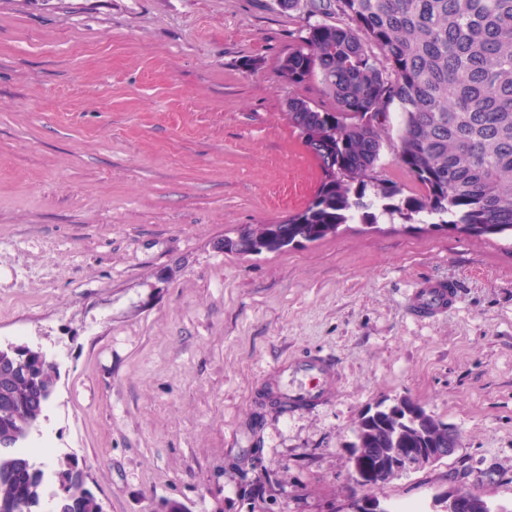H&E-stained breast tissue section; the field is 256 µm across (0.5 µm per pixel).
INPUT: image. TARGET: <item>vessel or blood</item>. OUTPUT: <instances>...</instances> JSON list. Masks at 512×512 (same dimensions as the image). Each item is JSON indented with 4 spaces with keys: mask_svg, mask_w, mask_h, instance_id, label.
Instances as JSON below:
<instances>
[{
    "mask_svg": "<svg viewBox=\"0 0 512 512\" xmlns=\"http://www.w3.org/2000/svg\"><path fill=\"white\" fill-rule=\"evenodd\" d=\"M459 298L453 284L429 282L413 288L409 312L416 317H431L452 308ZM338 380L332 360L314 353L289 358L276 369L271 383L273 396L287 413L323 404Z\"/></svg>",
    "mask_w": 512,
    "mask_h": 512,
    "instance_id": "vessel-or-blood-1",
    "label": "vessel or blood"
}]
</instances>
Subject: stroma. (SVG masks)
<instances>
[{
    "label": "stroma",
    "mask_w": 512,
    "mask_h": 512,
    "mask_svg": "<svg viewBox=\"0 0 512 512\" xmlns=\"http://www.w3.org/2000/svg\"><path fill=\"white\" fill-rule=\"evenodd\" d=\"M275 0H0V346L59 381L30 443L73 457L106 512H335L359 418L409 396L461 440L375 495L428 512L461 483L512 512V244L401 216L279 252H225L303 209L318 163L278 62ZM457 306L410 316L412 288ZM334 359L285 415L278 363ZM458 299V290L452 283H424L412 288L408 310L416 317H431L449 310Z\"/></svg>",
    "instance_id": "35a3bbf8"
}]
</instances>
